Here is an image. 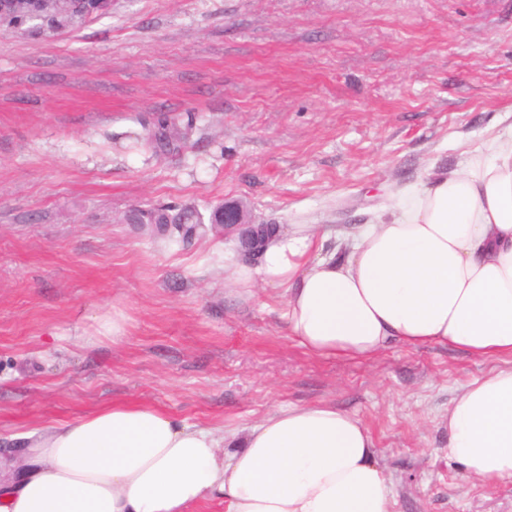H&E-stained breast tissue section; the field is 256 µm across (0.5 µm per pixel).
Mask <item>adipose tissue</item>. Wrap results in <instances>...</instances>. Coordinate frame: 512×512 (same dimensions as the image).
<instances>
[{
  "label": "adipose tissue",
  "instance_id": "obj_1",
  "mask_svg": "<svg viewBox=\"0 0 512 512\" xmlns=\"http://www.w3.org/2000/svg\"><path fill=\"white\" fill-rule=\"evenodd\" d=\"M233 289L281 290L308 352L369 358L390 343L494 360L448 407V457L480 481L512 478V132L412 191L409 204L337 236L291 224L258 263L231 258ZM372 432L328 403L243 427L180 421L115 401L45 426L0 455V512H392Z\"/></svg>",
  "mask_w": 512,
  "mask_h": 512
}]
</instances>
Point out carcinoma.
I'll use <instances>...</instances> for the list:
<instances>
[{
  "label": "carcinoma",
  "instance_id": "1",
  "mask_svg": "<svg viewBox=\"0 0 512 512\" xmlns=\"http://www.w3.org/2000/svg\"><path fill=\"white\" fill-rule=\"evenodd\" d=\"M70 3L58 0L54 3L52 14L44 25L59 28L70 24ZM158 128L163 129L181 141L189 140L194 128V116L163 115L158 120ZM124 221L130 224H143L152 228L155 235L169 241L189 244L203 232L204 217L196 210L178 205H149L130 210Z\"/></svg>",
  "mask_w": 512,
  "mask_h": 512
}]
</instances>
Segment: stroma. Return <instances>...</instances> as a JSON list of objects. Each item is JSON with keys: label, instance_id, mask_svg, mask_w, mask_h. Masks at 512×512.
<instances>
[{"label": "stroma", "instance_id": "1", "mask_svg": "<svg viewBox=\"0 0 512 512\" xmlns=\"http://www.w3.org/2000/svg\"><path fill=\"white\" fill-rule=\"evenodd\" d=\"M188 112V143L142 147L145 125ZM511 130L512 0H116L0 29V449L115 400L216 428L326 401L374 434L393 512H512V479L448 458V404L491 361L309 354L276 290L225 286L234 241L123 220L242 199L268 224L343 232ZM74 5V22L89 17H102L112 12L115 0H71ZM124 221L152 228L155 235L169 241L189 244L203 232L204 217L195 209L178 205H149L130 210Z\"/></svg>", "mask_w": 512, "mask_h": 512}]
</instances>
